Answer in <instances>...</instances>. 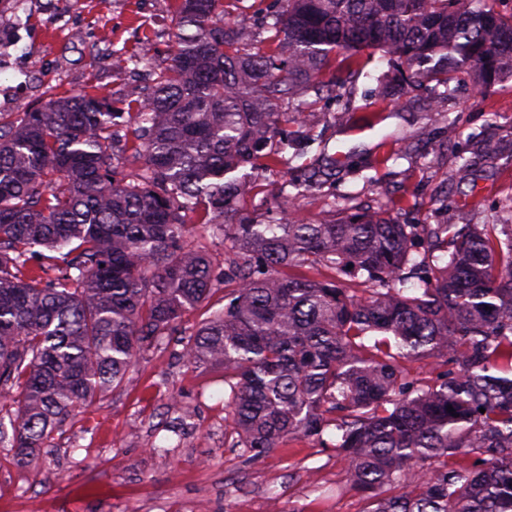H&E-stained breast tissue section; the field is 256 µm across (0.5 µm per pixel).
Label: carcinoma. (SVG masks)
Masks as SVG:
<instances>
[{"instance_id":"1","label":"carcinoma","mask_w":512,"mask_h":512,"mask_svg":"<svg viewBox=\"0 0 512 512\" xmlns=\"http://www.w3.org/2000/svg\"><path fill=\"white\" fill-rule=\"evenodd\" d=\"M499 2L282 0L256 41L224 23V0H178L177 50L138 98L118 107L91 85L1 112L0 446L32 463L221 291L181 357L224 370L236 447L325 445L333 425L368 512H512V224L368 207L263 222L237 206L251 175L315 141L285 132L300 114L281 103L335 94L323 71L338 56L351 73L389 57L401 93L512 79ZM112 56L119 75L147 64ZM189 214L224 262L189 239ZM434 354L452 368L410 380L401 363Z\"/></svg>"}]
</instances>
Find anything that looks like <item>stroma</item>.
Returning a JSON list of instances; mask_svg holds the SVG:
<instances>
[{
	"mask_svg": "<svg viewBox=\"0 0 512 512\" xmlns=\"http://www.w3.org/2000/svg\"><path fill=\"white\" fill-rule=\"evenodd\" d=\"M175 0H24L0 10V112L80 91L93 83L116 99L137 98L144 81L114 76L112 53L123 50L169 63L177 45ZM388 65L371 56L353 83L321 101L305 121L320 142L291 162L292 173L262 172L241 207L258 218L276 214L267 183L308 175L322 154L336 174L299 197L296 210L317 220L350 205L397 210L415 224H511L512 80L483 96L459 83L429 103L414 92L380 100ZM465 150L472 174L453 178ZM168 337L140 360L122 388L98 396L71 417L51 449L21 468L0 447V512H367L346 463L333 447L290 436L269 452L235 448L224 409L222 370L186 365ZM189 424H181L184 411Z\"/></svg>",
	"mask_w": 512,
	"mask_h": 512,
	"instance_id": "stroma-1",
	"label": "stroma"
}]
</instances>
